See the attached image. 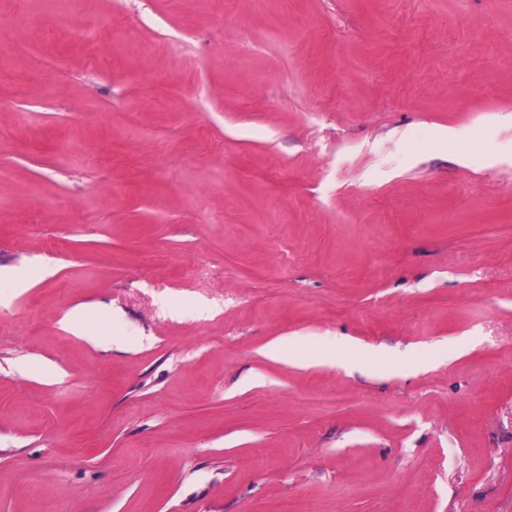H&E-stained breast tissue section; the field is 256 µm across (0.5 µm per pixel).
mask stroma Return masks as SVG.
<instances>
[{
  "mask_svg": "<svg viewBox=\"0 0 512 512\" xmlns=\"http://www.w3.org/2000/svg\"><path fill=\"white\" fill-rule=\"evenodd\" d=\"M0 46V512H512V0Z\"/></svg>",
  "mask_w": 512,
  "mask_h": 512,
  "instance_id": "stroma-1",
  "label": "stroma"
}]
</instances>
